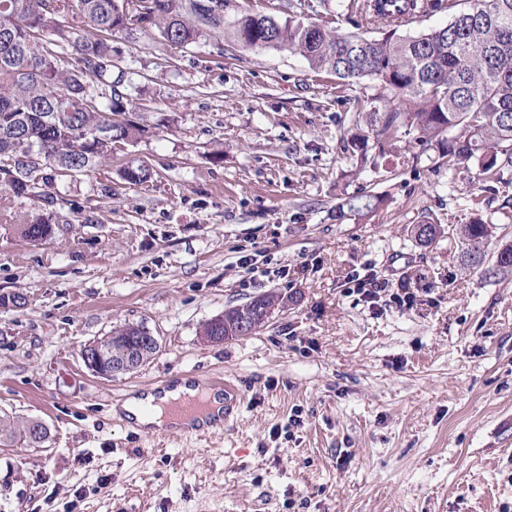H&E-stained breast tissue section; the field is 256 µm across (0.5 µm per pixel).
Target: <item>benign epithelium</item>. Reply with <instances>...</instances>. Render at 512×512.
I'll list each match as a JSON object with an SVG mask.
<instances>
[{"label": "benign epithelium", "mask_w": 512, "mask_h": 512, "mask_svg": "<svg viewBox=\"0 0 512 512\" xmlns=\"http://www.w3.org/2000/svg\"><path fill=\"white\" fill-rule=\"evenodd\" d=\"M140 331L142 336L139 338L128 336L123 341L110 333L85 345L80 351L85 367L92 373L106 378L138 369L147 362L138 341L145 342L155 353L160 349L158 336L145 326L141 327Z\"/></svg>", "instance_id": "obj_1"}]
</instances>
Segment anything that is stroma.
Returning a JSON list of instances; mask_svg holds the SVG:
<instances>
[{
    "instance_id": "35a3bbf8",
    "label": "stroma",
    "mask_w": 512,
    "mask_h": 512,
    "mask_svg": "<svg viewBox=\"0 0 512 512\" xmlns=\"http://www.w3.org/2000/svg\"><path fill=\"white\" fill-rule=\"evenodd\" d=\"M358 0H230L229 15L350 29ZM115 39L143 138L64 189L46 242L0 214V418H38L34 448L0 440V512H512V271L464 268L452 230L481 218L512 242V172L484 182L399 130L371 82L340 84L286 50L224 39ZM147 166L148 182L122 177ZM382 197L366 217L337 204ZM444 233L428 247L423 221ZM373 274V303L347 279ZM412 288V308L389 293ZM286 308L250 336L206 342L225 308L266 291ZM140 323L161 348L112 379L81 347ZM220 374L243 393L209 436H167L113 412L149 383Z\"/></svg>"
}]
</instances>
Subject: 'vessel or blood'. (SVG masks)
<instances>
[{
  "label": "vessel or blood",
  "instance_id": "b4317fda",
  "mask_svg": "<svg viewBox=\"0 0 512 512\" xmlns=\"http://www.w3.org/2000/svg\"><path fill=\"white\" fill-rule=\"evenodd\" d=\"M197 387L200 391L199 397L188 402L167 404L166 410L172 414L189 417L192 424L187 429L188 434L201 437L223 428L224 424L231 420L235 407L240 403L241 391L232 381L213 377L198 380ZM213 391L224 395L222 412L213 411L205 400L206 394Z\"/></svg>",
  "mask_w": 512,
  "mask_h": 512
}]
</instances>
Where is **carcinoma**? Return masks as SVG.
<instances>
[{
  "instance_id": "cac0c4a2",
  "label": "carcinoma",
  "mask_w": 512,
  "mask_h": 512,
  "mask_svg": "<svg viewBox=\"0 0 512 512\" xmlns=\"http://www.w3.org/2000/svg\"><path fill=\"white\" fill-rule=\"evenodd\" d=\"M366 0L364 27L382 34L326 30L316 23L265 15L224 18L222 0H0V210L14 199L37 202L38 213L20 234L34 241L52 235L57 208L70 203L59 190L67 180L112 162V136L133 143L147 130L123 118L130 110L125 74L106 68L114 38L149 29L165 41L189 46L203 37L239 48L286 49L312 69L331 72L344 84L368 79L387 111L373 125L379 146L402 127L413 128L433 146L450 170L499 180L512 167V0ZM448 11V23L417 34L400 28L420 17ZM123 178H151L144 165L128 166ZM357 214L377 209L382 199L358 196ZM464 264L485 259L492 225L480 220L454 227ZM415 242L431 245L438 224H415ZM495 269L512 270V243L498 249ZM288 297L271 291L227 310L224 339L242 336L236 319L245 312L253 330L263 327ZM31 420L0 423V433L33 447L49 430L33 433Z\"/></svg>"
}]
</instances>
